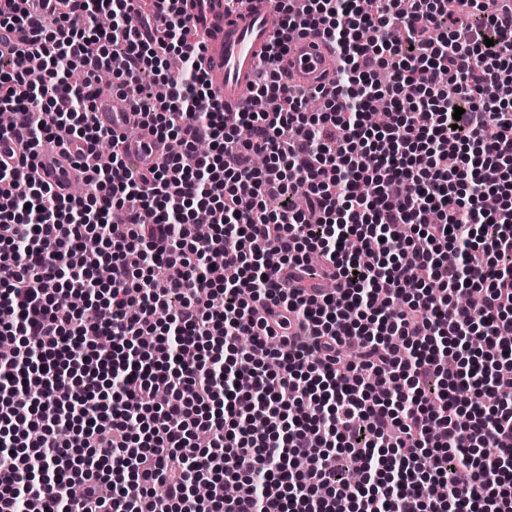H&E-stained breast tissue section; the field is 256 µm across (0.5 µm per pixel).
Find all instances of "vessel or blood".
Wrapping results in <instances>:
<instances>
[{
    "label": "vessel or blood",
    "instance_id": "vessel-or-blood-1",
    "mask_svg": "<svg viewBox=\"0 0 512 512\" xmlns=\"http://www.w3.org/2000/svg\"><path fill=\"white\" fill-rule=\"evenodd\" d=\"M188 10L204 35L201 54L213 90L223 100L225 111H237L254 82L260 49L278 36L275 8L271 0H255L241 16L228 18L224 15V0H190ZM284 61L292 87L312 88L321 78L331 79L336 73L334 48L320 33L311 30L289 41ZM90 119L98 127L126 134L124 152L132 165L153 167L166 150L164 143L141 126L129 101L118 94L97 96ZM34 171L38 179L56 188L68 190L74 182L71 157L56 145L39 153Z\"/></svg>",
    "mask_w": 512,
    "mask_h": 512
}]
</instances>
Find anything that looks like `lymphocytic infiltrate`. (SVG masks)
Wrapping results in <instances>:
<instances>
[{"label": "lymphocytic infiltrate", "mask_w": 512, "mask_h": 512, "mask_svg": "<svg viewBox=\"0 0 512 512\" xmlns=\"http://www.w3.org/2000/svg\"><path fill=\"white\" fill-rule=\"evenodd\" d=\"M28 2L0 0L23 44L0 54V140L25 162L75 144L88 191L0 162V512H512V15L276 0L251 89L267 108L228 115L186 9L56 0L46 25ZM305 30L338 56L314 114L278 74ZM116 47L120 95L171 145L137 174L90 122ZM470 290L480 311L456 301ZM233 478L250 492L226 497Z\"/></svg>", "instance_id": "lymphocytic-infiltrate-1"}]
</instances>
